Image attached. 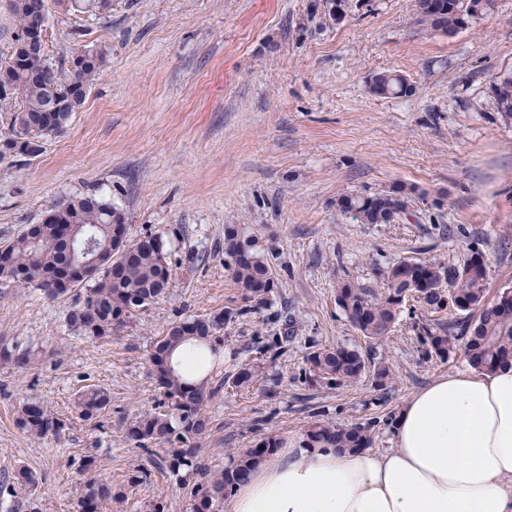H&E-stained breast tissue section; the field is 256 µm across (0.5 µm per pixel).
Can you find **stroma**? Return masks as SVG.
<instances>
[{"label":"stroma","instance_id":"1","mask_svg":"<svg viewBox=\"0 0 512 512\" xmlns=\"http://www.w3.org/2000/svg\"><path fill=\"white\" fill-rule=\"evenodd\" d=\"M414 0H112L106 15L50 4L45 52L69 67L80 51L104 56L103 72L67 127L37 156L0 161V242L41 223L65 200L100 194L124 210L127 237L170 244L168 294L108 342L65 329L69 303L0 280V344L39 346L26 371L0 368V476L18 466L37 476L42 512H77L76 469L96 455L113 482L133 469L150 478L124 512L159 500L186 512L159 469L161 450L127 441V422L151 406L149 347L167 326L241 305L224 267V227L263 241L294 332L285 352L257 360L251 343L281 327L262 315L230 323L213 381L259 361L246 391L222 388L209 403L205 443L212 468L229 451L273 433L300 439L314 421L376 426L373 452L393 445L388 412L432 381L468 370L464 355L425 357L409 319L389 338L367 341L336 303V283L380 288L381 266L402 259L477 251L491 293L512 289V119L492 106V79L512 73V0L466 30L444 36L418 27ZM395 70L408 98L367 94L376 72ZM410 190L408 219L361 224L342 212L345 195ZM342 344L393 374L385 398L369 378L333 389L308 376L312 344ZM112 402L102 426L73 415L87 384ZM37 397L67 421L56 436L30 437L19 402Z\"/></svg>","mask_w":512,"mask_h":512}]
</instances>
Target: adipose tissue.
Wrapping results in <instances>:
<instances>
[{"instance_id":"obj_1","label":"adipose tissue","mask_w":512,"mask_h":512,"mask_svg":"<svg viewBox=\"0 0 512 512\" xmlns=\"http://www.w3.org/2000/svg\"><path fill=\"white\" fill-rule=\"evenodd\" d=\"M228 512H512V367L459 372L411 396L379 453L291 444Z\"/></svg>"}]
</instances>
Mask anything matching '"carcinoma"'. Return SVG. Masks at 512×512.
<instances>
[{"instance_id":"cac0c4a2","label":"carcinoma","mask_w":512,"mask_h":512,"mask_svg":"<svg viewBox=\"0 0 512 512\" xmlns=\"http://www.w3.org/2000/svg\"><path fill=\"white\" fill-rule=\"evenodd\" d=\"M495 0H414L415 22L432 31L452 36L487 14ZM28 0H10L16 21L14 36L27 26ZM59 7L66 11H112V0H71ZM16 51L0 61V88L9 90L0 109L11 113V138L26 140L28 154L40 151L48 137L35 118L48 115L53 127L64 129L73 113L84 104L89 88L98 79L104 56L94 62L67 70L52 67L42 50L14 62ZM367 92L378 97H407L414 86L395 71L377 72L366 84ZM493 106L502 117L512 119V74L492 84ZM342 210L361 224H394L407 215L403 189L386 194L345 195ZM124 213L96 194L73 197L58 206L36 231L26 228L0 245V280L20 288H32L49 299L72 292L79 300L67 314L68 334L90 341H104L123 329L135 312L144 311L164 296L173 279L165 243L147 236L128 243L129 251L117 260V269H101L68 286L55 279L67 263L66 240H91L99 253L112 243L115 219ZM224 256L227 270L242 294L245 305L226 307L204 317L186 316L171 323L152 344L148 361L154 373L159 398L152 407L134 415L127 423L126 437L135 447H156L163 452L162 472L175 478L177 489L187 501V512H221L237 485L245 482L258 461L281 447L283 441L270 434L248 448L234 451L230 466L217 470L204 462L203 441L210 431L207 405L222 385L209 386L211 367L224 344L221 331L233 320L265 310L272 305L276 287L273 272L258 240L234 224L224 225ZM382 290L342 279L336 284V303L348 321L365 338L385 340L399 321L407 302L419 303L432 314L413 323L428 358L449 360L464 346L468 364L479 373L491 372L512 363V296L502 291L487 297V263L480 256L448 260H401L380 269ZM32 348L0 345V367L26 370L34 362ZM315 379L342 388L369 376L373 391L388 393L392 375L387 365L374 362L345 345L318 347L306 356ZM260 366L242 364L230 376L233 389H249ZM108 390L100 385L85 386L74 399L72 410L84 420L101 417L110 405ZM16 422L36 439L58 435L64 420L34 397L20 401ZM307 448L356 450L372 447L371 425H339L315 421L302 434ZM81 491L78 512H106L112 505L123 506L130 489L148 478L137 469L126 482L116 484L100 471L97 457L86 455L78 468ZM38 481L24 466L0 480V509L3 512H41L35 496Z\"/></svg>"}]
</instances>
